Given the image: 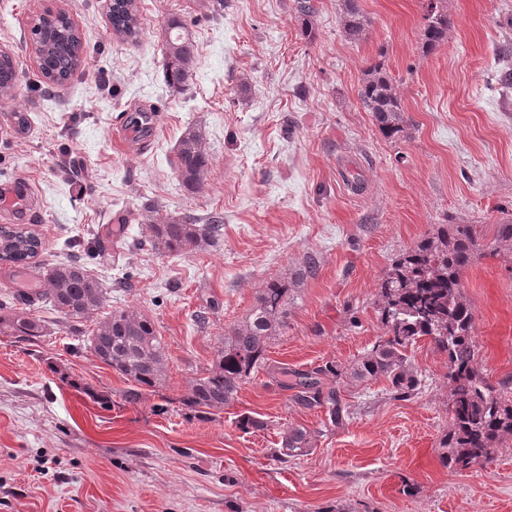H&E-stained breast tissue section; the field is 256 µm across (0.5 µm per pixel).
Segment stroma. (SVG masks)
Wrapping results in <instances>:
<instances>
[{
  "mask_svg": "<svg viewBox=\"0 0 512 512\" xmlns=\"http://www.w3.org/2000/svg\"><path fill=\"white\" fill-rule=\"evenodd\" d=\"M303 26L294 0H137L140 39L112 31L109 0H0V48L17 80L0 97V195L23 180L39 191L22 224L44 249L30 264L0 262V315L17 292H41L48 267L83 257L106 299L69 328L50 304L31 310L44 332L0 333V512H512V441L460 473L440 459L450 425L448 357L426 339L408 356L417 394L392 398L385 380L342 383L348 424L295 404V374L325 362L347 372L382 340V278L438 224L484 236L512 223V90L496 78L498 42L512 40V0H447V42L422 53L424 0H355L362 40L341 26L344 0H314ZM65 13L81 64L63 86L43 76L30 29ZM196 60L168 87V19ZM384 58L409 120L387 140L359 100L363 73ZM151 108L155 129L132 141L116 118ZM210 166L199 190L173 167L188 131ZM179 220L224 217L219 241L168 254L146 240L150 211ZM121 225L118 255L102 227ZM320 258L288 306L266 363L223 411L185 413L179 399L250 314L267 281ZM480 371L512 379V258L485 251L465 271ZM149 318L166 351L163 388L140 403L131 383L80 346L97 318ZM204 315L198 324L196 315ZM261 419L244 431L239 415ZM302 426L313 451L280 461L281 433Z\"/></svg>",
  "mask_w": 512,
  "mask_h": 512,
  "instance_id": "stroma-1",
  "label": "stroma"
}]
</instances>
